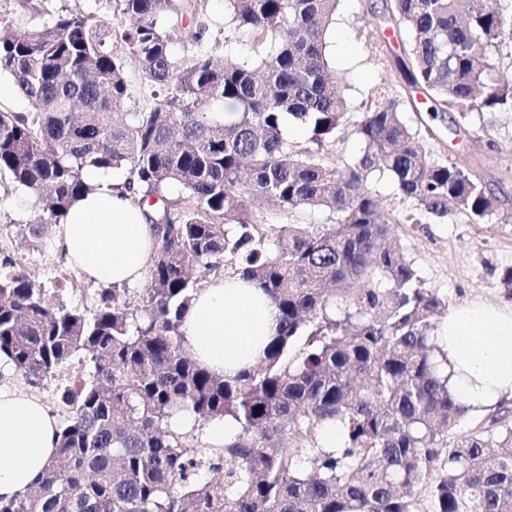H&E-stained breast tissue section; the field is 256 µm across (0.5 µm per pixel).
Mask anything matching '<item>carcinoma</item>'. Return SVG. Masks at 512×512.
<instances>
[{
    "label": "carcinoma",
    "mask_w": 512,
    "mask_h": 512,
    "mask_svg": "<svg viewBox=\"0 0 512 512\" xmlns=\"http://www.w3.org/2000/svg\"><path fill=\"white\" fill-rule=\"evenodd\" d=\"M42 2L50 23L0 29V75L31 105L0 108V179L34 194L28 231L42 240L93 191L85 169L127 165L123 188L148 207L157 247L135 299L114 285L92 312L48 304L0 251V359L29 384L78 353L93 364L60 394L56 453L0 512H512L509 411L448 446L469 411L434 334L445 302L404 259L396 220L369 188L388 174L440 221L496 212L471 170L430 159L398 89L425 95L426 126L449 111L512 112V64L488 63L512 35L502 0H391L409 41L353 121L361 152L339 161L348 109L325 54L338 0H225L255 64L176 58L159 24L171 0H115L126 20L116 44L93 13ZM128 54L166 94L117 120ZM218 99L234 122L201 111ZM290 120L310 132L302 150L285 135ZM317 209L333 222L252 221ZM195 266L204 280L191 278ZM236 275L270 298L279 328L254 366L228 377L194 360L181 326L200 289ZM176 412L193 417L191 430L171 426ZM227 417L236 433L224 447L189 449ZM329 422L342 433L334 451L312 441Z\"/></svg>",
    "instance_id": "carcinoma-1"
}]
</instances>
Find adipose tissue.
<instances>
[{"label":"adipose tissue","mask_w":512,"mask_h":512,"mask_svg":"<svg viewBox=\"0 0 512 512\" xmlns=\"http://www.w3.org/2000/svg\"><path fill=\"white\" fill-rule=\"evenodd\" d=\"M93 190L76 200L62 223L68 262L87 279L109 286L143 279L157 245L152 224L112 173L91 177ZM278 329V310L238 277L210 283L185 314L182 332L193 357L218 373L252 366ZM448 355L450 386L471 413L512 399V308L472 303L449 311L438 326ZM58 425L37 401L0 389V498L24 491L56 452Z\"/></svg>","instance_id":"adipose-tissue-1"}]
</instances>
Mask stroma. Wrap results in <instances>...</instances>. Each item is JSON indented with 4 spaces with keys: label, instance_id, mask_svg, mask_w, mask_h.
I'll list each match as a JSON object with an SVG mask.
<instances>
[{
    "label": "stroma",
    "instance_id": "35a3bbf8",
    "mask_svg": "<svg viewBox=\"0 0 512 512\" xmlns=\"http://www.w3.org/2000/svg\"><path fill=\"white\" fill-rule=\"evenodd\" d=\"M390 0H340L336 19L327 36V57L332 71L346 88L349 120L345 122L336 144V153L351 157L361 144L353 132V118L365 108L369 91L390 80L392 58L401 52L408 39L403 30L393 28L385 8ZM173 9L161 15L159 22L174 34L173 54L190 58L199 50L222 55L223 51L246 57L250 54L246 36L230 21L224 0H209L204 14L192 8L193 0H173ZM57 10L85 11L96 15L108 38H116L124 22L114 7V0H54ZM202 31L200 43L188 35ZM457 113H447L425 140L433 157L452 159L477 174L499 200L497 213L474 224L458 216L441 223L414 214L412 201L401 196L390 177L372 183L371 189L387 212L399 224L404 256L411 261L425 287L435 289L448 306L486 303L512 306L498 285V275L512 266V112H470L466 133L452 134ZM34 196L25 190L0 192V251L21 259L22 267L42 283L52 304L93 307L100 288L82 278L77 288L58 290L61 278L73 275L65 256L60 230H53L43 242H33L25 227L33 217Z\"/></svg>",
    "mask_w": 512,
    "mask_h": 512
}]
</instances>
